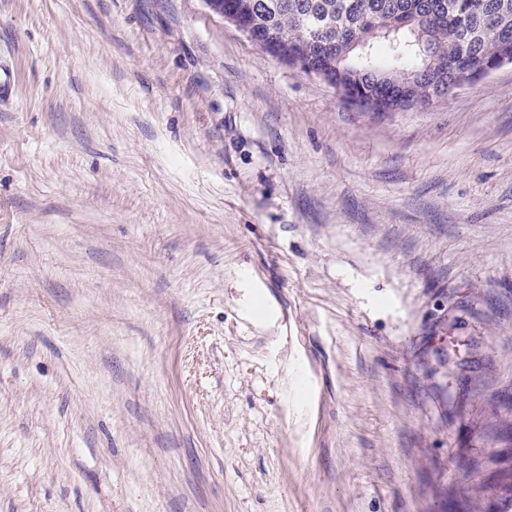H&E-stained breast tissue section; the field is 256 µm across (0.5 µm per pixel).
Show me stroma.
<instances>
[{"mask_svg": "<svg viewBox=\"0 0 512 512\" xmlns=\"http://www.w3.org/2000/svg\"><path fill=\"white\" fill-rule=\"evenodd\" d=\"M0 62V512L494 492L512 67L365 112L204 0H0Z\"/></svg>", "mask_w": 512, "mask_h": 512, "instance_id": "1", "label": "stroma"}]
</instances>
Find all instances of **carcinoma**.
<instances>
[{
    "label": "carcinoma",
    "mask_w": 512,
    "mask_h": 512,
    "mask_svg": "<svg viewBox=\"0 0 512 512\" xmlns=\"http://www.w3.org/2000/svg\"><path fill=\"white\" fill-rule=\"evenodd\" d=\"M260 40L286 42L361 109L424 104L477 64L512 52V0H223ZM379 46L387 64L365 63ZM495 512H512V452L495 454Z\"/></svg>",
    "instance_id": "obj_1"
}]
</instances>
